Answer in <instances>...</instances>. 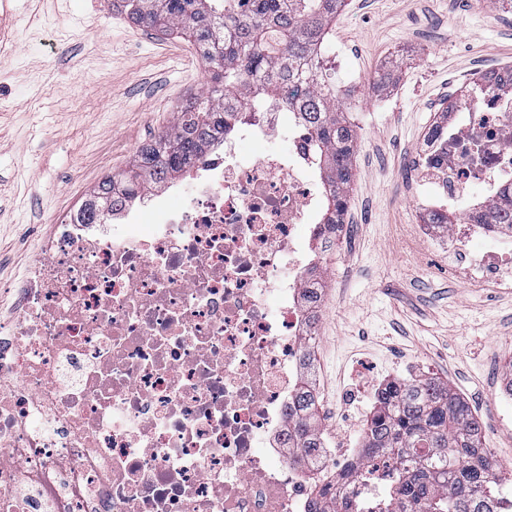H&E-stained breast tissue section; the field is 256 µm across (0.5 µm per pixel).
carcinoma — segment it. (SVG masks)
I'll list each match as a JSON object with an SVG mask.
<instances>
[{
  "label": "carcinoma",
  "instance_id": "cac0c4a2",
  "mask_svg": "<svg viewBox=\"0 0 512 512\" xmlns=\"http://www.w3.org/2000/svg\"><path fill=\"white\" fill-rule=\"evenodd\" d=\"M136 25L161 34L177 32L199 48L212 83L180 105L173 125L141 146L132 168L102 180L81 211L84 224H99L123 200L180 175L204 149L269 100L288 108L295 122L311 129L326 205L320 223L342 230L353 177L355 125L343 103L354 90L336 85L321 46L344 0H116ZM386 65L367 79L382 95L394 85ZM504 203L481 211L451 212L447 223L466 218L499 224L512 233V186ZM306 416L295 429L296 447L315 452L318 432L315 384L308 375L298 396ZM392 461L383 512H498L497 464L481 446V426L468 404L432 377L393 380L380 389L366 420L362 454L354 477L368 473L379 457ZM319 505L312 512H336L328 488L310 475Z\"/></svg>",
  "mask_w": 512,
  "mask_h": 512
}]
</instances>
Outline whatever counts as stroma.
<instances>
[{"label":"stroma","mask_w":512,"mask_h":512,"mask_svg":"<svg viewBox=\"0 0 512 512\" xmlns=\"http://www.w3.org/2000/svg\"><path fill=\"white\" fill-rule=\"evenodd\" d=\"M341 86L393 64L388 94L350 100L357 130L347 233L323 262L316 342L328 437L361 438L368 406L342 405L356 377L393 364L448 382L483 423L512 494V288L465 282L423 240L415 146L480 73L512 67L500 0H347L324 44ZM209 73L185 38L149 33L112 0H9L0 14V317L54 224L170 126Z\"/></svg>","instance_id":"35a3bbf8"}]
</instances>
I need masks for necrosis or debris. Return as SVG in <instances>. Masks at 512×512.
Segmentation results:
<instances>
[{
	"label": "necrosis or debris",
	"instance_id": "obj_1",
	"mask_svg": "<svg viewBox=\"0 0 512 512\" xmlns=\"http://www.w3.org/2000/svg\"><path fill=\"white\" fill-rule=\"evenodd\" d=\"M315 151L269 104L111 223L55 225L0 327V512H308L288 437L318 325ZM416 153L423 235L458 277L512 287V253L479 245L495 225L444 221L512 185V81ZM322 445L319 475L346 483L358 449ZM389 473L346 483L337 512H376Z\"/></svg>",
	"mask_w": 512,
	"mask_h": 512
}]
</instances>
